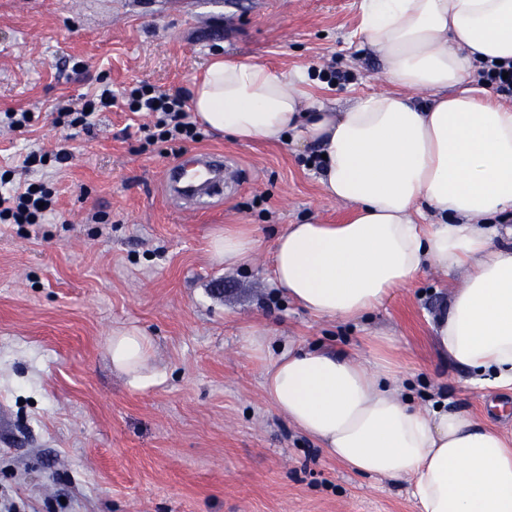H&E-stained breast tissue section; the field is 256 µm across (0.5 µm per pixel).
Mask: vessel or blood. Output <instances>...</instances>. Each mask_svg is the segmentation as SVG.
<instances>
[{
  "mask_svg": "<svg viewBox=\"0 0 512 512\" xmlns=\"http://www.w3.org/2000/svg\"><path fill=\"white\" fill-rule=\"evenodd\" d=\"M224 155L220 152L198 153L191 163H179L167 173L175 194L197 208H207L224 190Z\"/></svg>",
  "mask_w": 512,
  "mask_h": 512,
  "instance_id": "vessel-or-blood-1",
  "label": "vessel or blood"
}]
</instances>
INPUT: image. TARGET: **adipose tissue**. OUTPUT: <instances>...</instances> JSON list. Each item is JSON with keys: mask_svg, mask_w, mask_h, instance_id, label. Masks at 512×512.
<instances>
[{"mask_svg": "<svg viewBox=\"0 0 512 512\" xmlns=\"http://www.w3.org/2000/svg\"><path fill=\"white\" fill-rule=\"evenodd\" d=\"M360 11L386 90L335 109L308 70L216 55L194 79L195 119L242 141L312 146L325 192L349 206L342 223L307 218L277 237L283 294L316 318L351 321L425 269L456 276L435 345L480 389L512 388V242H495L493 225L512 212V102L473 84L476 59L512 60V0H360ZM260 248L248 224L211 240L228 265ZM243 336L273 407L327 456L406 482L419 512H512V439L468 411L406 401L387 337H370L361 360L301 346L271 355L259 325ZM150 352L140 328L113 330L112 366L131 384L155 382Z\"/></svg>", "mask_w": 512, "mask_h": 512, "instance_id": "1", "label": "adipose tissue"}]
</instances>
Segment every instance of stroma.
<instances>
[{"instance_id": "1", "label": "stroma", "mask_w": 512, "mask_h": 512, "mask_svg": "<svg viewBox=\"0 0 512 512\" xmlns=\"http://www.w3.org/2000/svg\"><path fill=\"white\" fill-rule=\"evenodd\" d=\"M359 0H0V113H38L33 132L0 126V170L33 150L72 153L31 178L53 192L51 224H0V502L22 512H417L402 482L327 457L267 399L242 331L264 323L272 350L365 354L391 337L416 405L445 398L512 433V391L490 394L449 366L430 322L447 275L355 321L321 320L276 288L272 244L306 218L340 223L309 158L290 141L241 142L205 131L186 151L234 158L241 182L209 209H179L164 186L167 146L127 135L131 113H98L69 135L47 109L106 80L192 91L216 53L282 70L348 73L328 101L384 90L382 64L358 32ZM253 225L256 258L230 267L211 236ZM119 325L151 340L154 384L113 369Z\"/></svg>"}]
</instances>
